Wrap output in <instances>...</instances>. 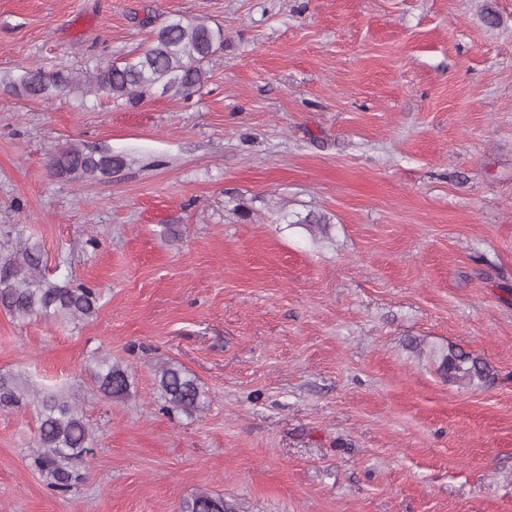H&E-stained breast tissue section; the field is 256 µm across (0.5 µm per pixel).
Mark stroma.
<instances>
[{"label":"stroma","mask_w":512,"mask_h":512,"mask_svg":"<svg viewBox=\"0 0 512 512\" xmlns=\"http://www.w3.org/2000/svg\"><path fill=\"white\" fill-rule=\"evenodd\" d=\"M173 17L224 31L191 99L10 86ZM71 144L127 164L54 176ZM10 241L99 291L79 323L0 310V373L75 398L94 453L57 494L36 405L0 410V512H512V0H0V264ZM452 351L487 380L449 381ZM169 362L193 416L162 410ZM94 383L98 391L111 400H124L130 396L132 381L126 369L112 363L108 358L102 359L94 374ZM157 374V389L165 403L162 410L169 414H196L202 395L197 381L174 364H165ZM180 512H238L224 497L201 492L182 502Z\"/></svg>","instance_id":"stroma-1"}]
</instances>
